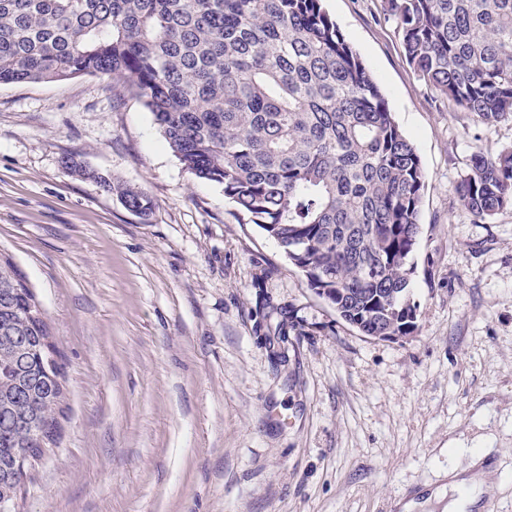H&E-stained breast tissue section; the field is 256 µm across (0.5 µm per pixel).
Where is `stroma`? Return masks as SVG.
<instances>
[{"instance_id": "1", "label": "stroma", "mask_w": 512, "mask_h": 512, "mask_svg": "<svg viewBox=\"0 0 512 512\" xmlns=\"http://www.w3.org/2000/svg\"><path fill=\"white\" fill-rule=\"evenodd\" d=\"M323 6L428 173L413 333L344 322L111 78L1 85L0 253L68 392L18 512H443L449 470L482 457L512 512V208L478 221L453 191L474 152L512 148V121L449 109L382 0ZM100 175L146 193L150 216Z\"/></svg>"}]
</instances>
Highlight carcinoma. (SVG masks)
Instances as JSON below:
<instances>
[{
  "label": "carcinoma",
  "instance_id": "1",
  "mask_svg": "<svg viewBox=\"0 0 512 512\" xmlns=\"http://www.w3.org/2000/svg\"><path fill=\"white\" fill-rule=\"evenodd\" d=\"M405 57L448 105L512 120V0H384ZM110 75L178 160L224 186L307 286L365 336H407L427 172L322 0H0V85ZM126 207L152 200L102 176ZM479 221L512 207V149L455 185ZM0 258V512L57 443L53 370L32 289Z\"/></svg>",
  "mask_w": 512,
  "mask_h": 512
}]
</instances>
